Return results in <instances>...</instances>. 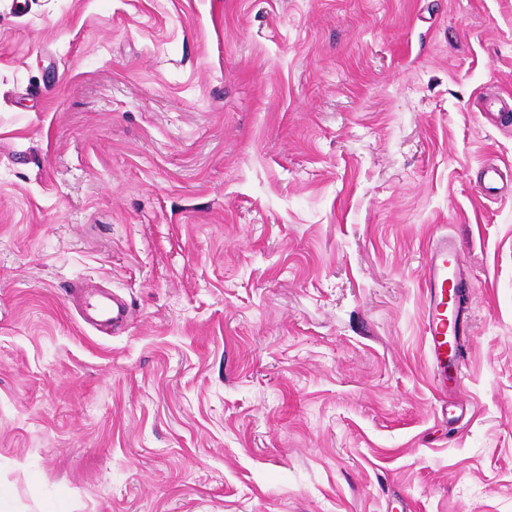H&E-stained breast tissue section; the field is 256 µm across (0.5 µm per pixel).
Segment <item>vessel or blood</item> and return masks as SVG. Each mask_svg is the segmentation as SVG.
I'll return each instance as SVG.
<instances>
[{"instance_id": "vessel-or-blood-1", "label": "vessel or blood", "mask_w": 512, "mask_h": 512, "mask_svg": "<svg viewBox=\"0 0 512 512\" xmlns=\"http://www.w3.org/2000/svg\"><path fill=\"white\" fill-rule=\"evenodd\" d=\"M467 287L459 265L456 241L441 235L430 245L424 265L422 334L433 365L437 389L448 388V367L463 360V309L455 299ZM68 296L78 298L82 321L93 328H121L130 316L126 302H107L105 296L85 292L82 283H69Z\"/></svg>"}]
</instances>
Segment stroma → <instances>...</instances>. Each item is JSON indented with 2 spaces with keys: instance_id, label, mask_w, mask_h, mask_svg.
<instances>
[{
  "instance_id": "1",
  "label": "stroma",
  "mask_w": 512,
  "mask_h": 512,
  "mask_svg": "<svg viewBox=\"0 0 512 512\" xmlns=\"http://www.w3.org/2000/svg\"><path fill=\"white\" fill-rule=\"evenodd\" d=\"M510 94L512 0H0V512H512ZM424 312L422 335L433 365L434 383L448 391V366L463 361V309L456 297L467 288L459 265L456 241L443 234L430 245L424 265L422 285ZM450 299L453 307H449ZM66 290L69 297L79 298V315L82 321L98 331L102 327L112 324V329L125 325L130 316V307L125 301H106V297L99 294L86 293V288L80 282H70Z\"/></svg>"
}]
</instances>
